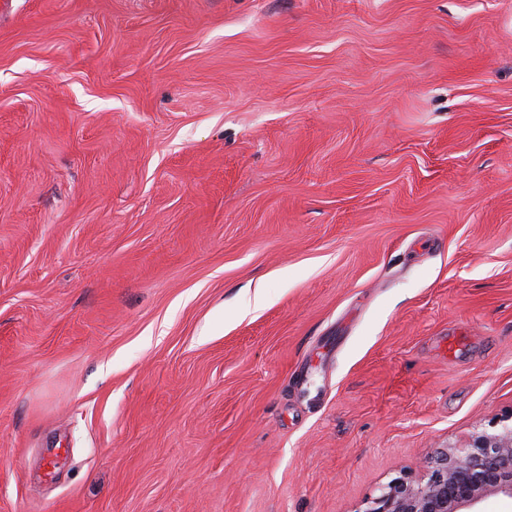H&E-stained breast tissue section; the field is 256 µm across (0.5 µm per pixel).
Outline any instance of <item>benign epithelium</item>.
Returning <instances> with one entry per match:
<instances>
[{
    "instance_id": "benign-epithelium-1",
    "label": "benign epithelium",
    "mask_w": 512,
    "mask_h": 512,
    "mask_svg": "<svg viewBox=\"0 0 512 512\" xmlns=\"http://www.w3.org/2000/svg\"><path fill=\"white\" fill-rule=\"evenodd\" d=\"M491 492L512 499V426L482 433L468 448L444 449L422 479H392L362 512H459Z\"/></svg>"
}]
</instances>
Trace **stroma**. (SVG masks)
Returning <instances> with one entry per match:
<instances>
[{"label": "stroma", "mask_w": 512, "mask_h": 512, "mask_svg": "<svg viewBox=\"0 0 512 512\" xmlns=\"http://www.w3.org/2000/svg\"><path fill=\"white\" fill-rule=\"evenodd\" d=\"M510 414L512 0H0V512H358Z\"/></svg>", "instance_id": "1"}]
</instances>
